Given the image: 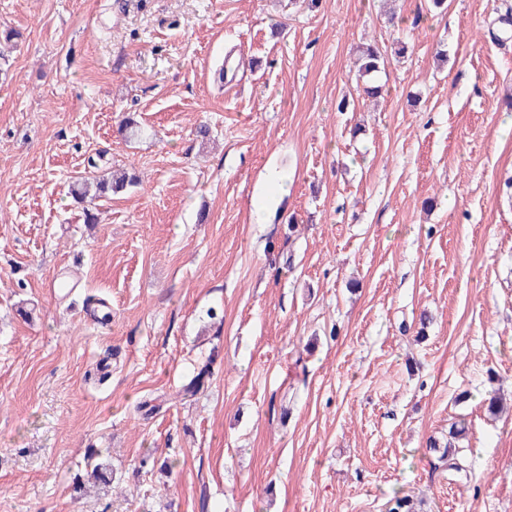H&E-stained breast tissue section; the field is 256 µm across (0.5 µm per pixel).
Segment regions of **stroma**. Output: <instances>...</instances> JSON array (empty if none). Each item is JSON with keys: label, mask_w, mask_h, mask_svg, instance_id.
I'll list each match as a JSON object with an SVG mask.
<instances>
[{"label": "stroma", "mask_w": 512, "mask_h": 512, "mask_svg": "<svg viewBox=\"0 0 512 512\" xmlns=\"http://www.w3.org/2000/svg\"><path fill=\"white\" fill-rule=\"evenodd\" d=\"M510 7L0 0V512H512ZM358 60L360 62L358 80L360 81L364 77H370L371 80V83L364 84V94L368 97L377 95L382 86L374 85V83L378 74L385 70V54L375 43H368L360 50ZM126 177L115 179L114 182L96 181L90 182L87 178H80L72 186V196L78 203H93L96 198L102 197L107 192H115L125 185ZM94 188L93 194H91Z\"/></svg>", "instance_id": "35a3bbf8"}]
</instances>
